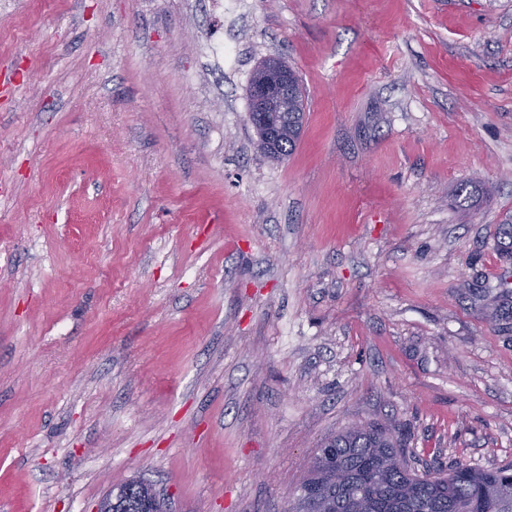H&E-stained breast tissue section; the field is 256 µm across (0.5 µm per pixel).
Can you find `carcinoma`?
Listing matches in <instances>:
<instances>
[{"label":"carcinoma","mask_w":512,"mask_h":512,"mask_svg":"<svg viewBox=\"0 0 512 512\" xmlns=\"http://www.w3.org/2000/svg\"><path fill=\"white\" fill-rule=\"evenodd\" d=\"M402 432L378 423L345 426L325 438L295 492L294 512H512V466L494 471L457 466L447 473L409 464ZM349 473L341 486L327 471ZM148 491L129 481L112 512H145Z\"/></svg>","instance_id":"obj_1"}]
</instances>
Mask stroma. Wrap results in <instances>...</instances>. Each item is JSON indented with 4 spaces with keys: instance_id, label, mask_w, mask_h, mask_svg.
<instances>
[{
    "instance_id": "obj_1",
    "label": "stroma",
    "mask_w": 512,
    "mask_h": 512,
    "mask_svg": "<svg viewBox=\"0 0 512 512\" xmlns=\"http://www.w3.org/2000/svg\"><path fill=\"white\" fill-rule=\"evenodd\" d=\"M243 2L0 0V512L132 479L291 512L358 422L512 465V0ZM270 57L305 90L281 161ZM285 64V63H284ZM299 88H302L301 80L294 70L285 64ZM288 70L282 68L276 60H270L252 80L251 87V109L250 117L259 118L261 124L267 131V144L270 152L265 151L262 145L261 133L255 127L259 149L269 155L278 151L282 146L280 121L277 117L278 112H287L288 100L294 97V92L290 86V74ZM282 104L283 108L278 105Z\"/></svg>"
}]
</instances>
